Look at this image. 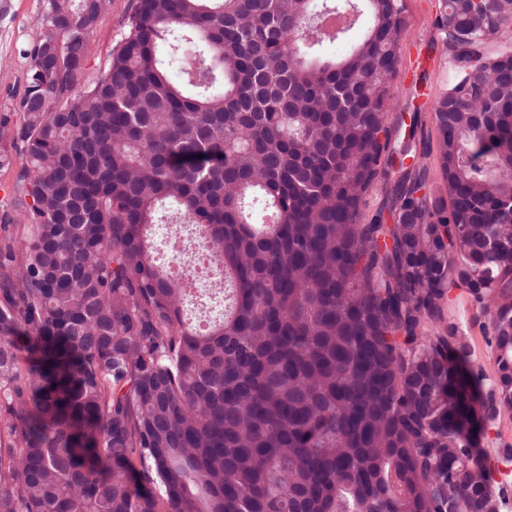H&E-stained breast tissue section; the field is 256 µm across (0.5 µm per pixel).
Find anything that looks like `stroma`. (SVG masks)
I'll return each instance as SVG.
<instances>
[{"label": "stroma", "mask_w": 512, "mask_h": 512, "mask_svg": "<svg viewBox=\"0 0 512 512\" xmlns=\"http://www.w3.org/2000/svg\"><path fill=\"white\" fill-rule=\"evenodd\" d=\"M136 0H112L111 11L103 18L93 35V49L98 60L105 58L111 44L118 38L122 26ZM405 36L402 42L398 73L394 80V92L398 101L396 110L390 112L388 126L392 137L404 134L401 117L414 105L413 89L418 71L415 67L417 54L428 56L426 69L429 82L419 113L416 139L421 168L426 169L430 188H440V163L437 150L438 134L431 104L458 77L457 67L448 52L439 50L440 34L435 21L442 8V0H404ZM44 26V0H0V110L15 108L22 96L29 59L21 54L22 48L40 34ZM399 170H387L364 194L359 210L360 223L381 219L392 224L396 198L394 185L400 178ZM449 313L460 322L471 351V359L484 375L494 372L493 350L488 343L487 318L483 310L467 297L455 296ZM512 448V414H502L488 442L481 446L484 460L494 471L498 482L512 487V461H505L503 452Z\"/></svg>", "instance_id": "obj_1"}]
</instances>
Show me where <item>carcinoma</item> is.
I'll use <instances>...</instances> for the list:
<instances>
[{
	"mask_svg": "<svg viewBox=\"0 0 512 512\" xmlns=\"http://www.w3.org/2000/svg\"><path fill=\"white\" fill-rule=\"evenodd\" d=\"M111 5L45 0L0 112V512H502L478 446L512 410V51L483 48L512 0H443L434 197L387 135L403 0H137L89 80ZM394 166L395 224L359 223ZM164 218L220 316L183 313ZM458 294L459 291L452 293L454 301L449 313L463 327L470 346V358L476 368L481 369L487 377H491L494 372V357L492 347L488 344V334L485 329L488 322L487 317L478 305L471 302L467 297Z\"/></svg>",
	"mask_w": 512,
	"mask_h": 512,
	"instance_id": "obj_1",
	"label": "carcinoma"
}]
</instances>
